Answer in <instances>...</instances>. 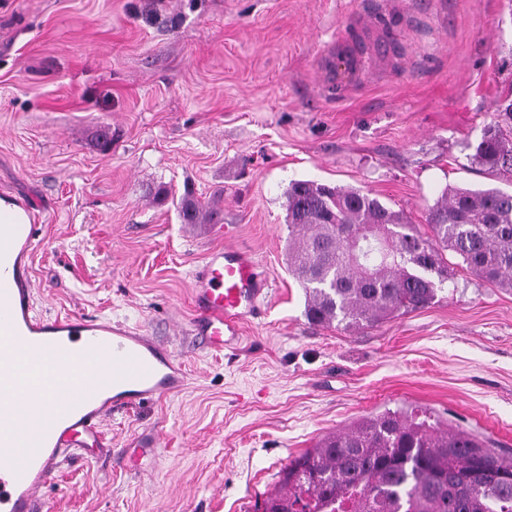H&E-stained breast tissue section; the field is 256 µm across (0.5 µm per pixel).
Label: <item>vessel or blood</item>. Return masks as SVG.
Instances as JSON below:
<instances>
[{
  "label": "vessel or blood",
  "instance_id": "obj_1",
  "mask_svg": "<svg viewBox=\"0 0 512 512\" xmlns=\"http://www.w3.org/2000/svg\"><path fill=\"white\" fill-rule=\"evenodd\" d=\"M35 224L0 223V512H38L37 494L71 452H106L101 427L133 407L184 388L181 363L144 329L80 315L33 312L29 259ZM269 279L253 256L212 252L193 277L196 335L214 350L236 348ZM51 372L47 393L36 374Z\"/></svg>",
  "mask_w": 512,
  "mask_h": 512
}]
</instances>
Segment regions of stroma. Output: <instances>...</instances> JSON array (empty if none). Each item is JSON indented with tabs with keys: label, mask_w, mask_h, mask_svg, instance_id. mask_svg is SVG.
<instances>
[{
	"label": "stroma",
	"mask_w": 512,
	"mask_h": 512,
	"mask_svg": "<svg viewBox=\"0 0 512 512\" xmlns=\"http://www.w3.org/2000/svg\"><path fill=\"white\" fill-rule=\"evenodd\" d=\"M510 99L512 0H0V195L35 216V314L144 327L189 377L112 411L110 452L67 458L40 504L255 512L293 458L388 408L512 454V290L459 266L377 328L313 325L286 224L294 179L371 191L424 235L446 185L512 188L468 158ZM188 191L223 225L182 223ZM228 227L271 287L215 351L192 284Z\"/></svg>",
	"instance_id": "35a3bbf8"
}]
</instances>
